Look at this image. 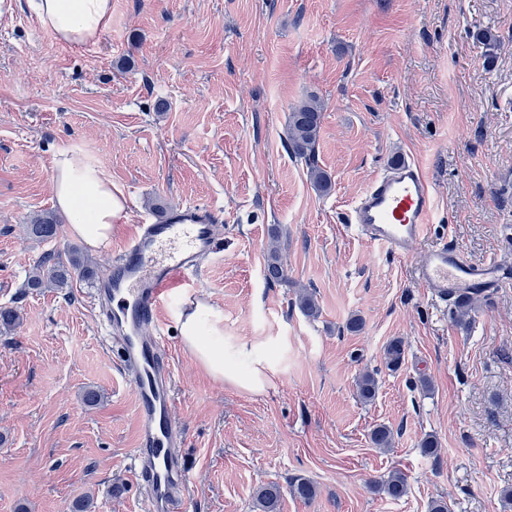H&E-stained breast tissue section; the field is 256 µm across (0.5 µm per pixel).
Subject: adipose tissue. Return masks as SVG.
<instances>
[{"mask_svg": "<svg viewBox=\"0 0 512 512\" xmlns=\"http://www.w3.org/2000/svg\"><path fill=\"white\" fill-rule=\"evenodd\" d=\"M38 22L56 41L82 47L98 41L112 22V0H27ZM54 205L67 222L72 237L91 249L112 240V226L126 209V200L112 187V180L97 162L73 150L56 151L52 161ZM184 345L214 379L246 391H260L267 377L261 363L241 374L225 366L224 314L213 306L191 302L180 315Z\"/></svg>", "mask_w": 512, "mask_h": 512, "instance_id": "adipose-tissue-1", "label": "adipose tissue"}]
</instances>
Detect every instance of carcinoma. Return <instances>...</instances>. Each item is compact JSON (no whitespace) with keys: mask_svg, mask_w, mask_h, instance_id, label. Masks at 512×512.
<instances>
[{"mask_svg":"<svg viewBox=\"0 0 512 512\" xmlns=\"http://www.w3.org/2000/svg\"><path fill=\"white\" fill-rule=\"evenodd\" d=\"M322 123V107L315 100L306 101L292 109L288 115L287 148L294 157L305 160L310 166V177L317 192L325 194L331 189V181L325 172L314 165L316 144ZM58 223L51 216H40L28 225V232L40 240L53 239L57 235ZM92 280L97 275L96 267L75 250L50 252L33 269L27 280L29 288H62L68 285L73 276ZM266 277L272 282L285 280L286 270L279 258V239H274L266 264ZM360 397L369 402L377 392V383L373 375L365 373L357 381ZM371 440L378 448H388L392 444L393 433L389 427L379 425L371 432ZM378 489L392 500L403 498L408 493V483L400 471L389 473L381 480ZM293 495L311 500L316 497V486L307 479H297L291 484ZM281 488L276 483L258 487L254 492L256 507L261 512H276Z\"/></svg>","mask_w":512,"mask_h":512,"instance_id":"1","label":"carcinoma"}]
</instances>
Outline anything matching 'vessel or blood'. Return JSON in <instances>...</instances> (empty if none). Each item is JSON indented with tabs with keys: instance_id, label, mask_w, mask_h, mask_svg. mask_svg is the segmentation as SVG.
I'll return each mask as SVG.
<instances>
[{
	"instance_id": "b4317fda",
	"label": "vessel or blood",
	"mask_w": 512,
	"mask_h": 512,
	"mask_svg": "<svg viewBox=\"0 0 512 512\" xmlns=\"http://www.w3.org/2000/svg\"><path fill=\"white\" fill-rule=\"evenodd\" d=\"M436 198L416 162L379 172L349 211L355 231L374 245L406 257L427 237ZM216 214L189 205L160 220L138 224L117 250V263L98 278L95 300L112 335L116 354L136 403L134 476L147 512H188L191 477L178 450L175 384L166 347L163 307L195 292L204 258L216 248ZM415 278L440 302L489 291L499 285L498 264L475 265L459 251L433 247L417 255Z\"/></svg>"
}]
</instances>
